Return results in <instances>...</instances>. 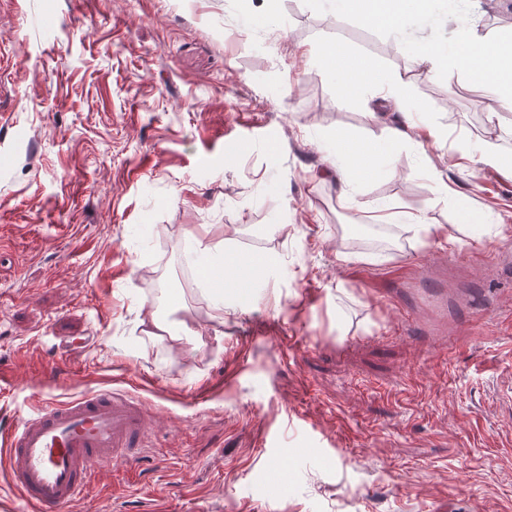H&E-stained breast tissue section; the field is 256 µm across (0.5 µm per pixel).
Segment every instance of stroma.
Here are the masks:
<instances>
[{
    "instance_id": "stroma-1",
    "label": "stroma",
    "mask_w": 512,
    "mask_h": 512,
    "mask_svg": "<svg viewBox=\"0 0 512 512\" xmlns=\"http://www.w3.org/2000/svg\"><path fill=\"white\" fill-rule=\"evenodd\" d=\"M462 16L512 36V0H426L398 37L345 0H0V419L124 387L151 434L64 512H512V176L459 151L512 164V120L419 60ZM336 42L406 79L396 148L401 112L341 91ZM340 136L373 156L348 208ZM375 204L454 241L376 246ZM228 253L267 268L219 321ZM473 156L477 163L486 168L501 170L505 162L498 143L495 140L485 139L480 141L473 150Z\"/></svg>"
}]
</instances>
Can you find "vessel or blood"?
Segmentation results:
<instances>
[{
    "instance_id": "1",
    "label": "vessel or blood",
    "mask_w": 512,
    "mask_h": 512,
    "mask_svg": "<svg viewBox=\"0 0 512 512\" xmlns=\"http://www.w3.org/2000/svg\"><path fill=\"white\" fill-rule=\"evenodd\" d=\"M144 408L124 389L46 398L0 429V462L30 512H63L90 493L94 469L141 459Z\"/></svg>"
}]
</instances>
